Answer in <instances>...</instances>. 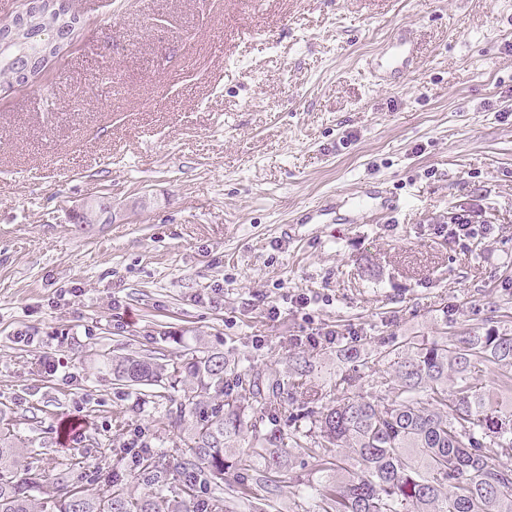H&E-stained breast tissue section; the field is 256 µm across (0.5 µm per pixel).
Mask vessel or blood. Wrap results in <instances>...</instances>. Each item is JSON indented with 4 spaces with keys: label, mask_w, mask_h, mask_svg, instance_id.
Wrapping results in <instances>:
<instances>
[{
    "label": "vessel or blood",
    "mask_w": 512,
    "mask_h": 512,
    "mask_svg": "<svg viewBox=\"0 0 512 512\" xmlns=\"http://www.w3.org/2000/svg\"><path fill=\"white\" fill-rule=\"evenodd\" d=\"M410 29L399 31L395 40L380 61L372 65L371 74L377 83L388 82L393 75L399 74L409 62L408 45ZM344 212H337L334 203L321 201L308 206L300 215L299 220L304 224H333L344 222L356 224L361 214L371 211L380 215H388L398 208V202L391 197L383 185L376 184L360 190L359 193L344 199Z\"/></svg>",
    "instance_id": "vessel-or-blood-1"
}]
</instances>
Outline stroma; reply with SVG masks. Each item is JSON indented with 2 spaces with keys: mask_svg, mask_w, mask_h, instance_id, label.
<instances>
[{
  "mask_svg": "<svg viewBox=\"0 0 512 512\" xmlns=\"http://www.w3.org/2000/svg\"><path fill=\"white\" fill-rule=\"evenodd\" d=\"M69 3L62 55L0 83V415L46 495L62 469L90 491L129 479L137 431L156 453L181 436L113 356L303 351L324 387L352 337L380 350L512 311V0ZM405 25L414 66L376 84L367 63ZM377 181L390 222L298 223ZM99 197L111 222L73 224ZM462 212L492 235L442 234Z\"/></svg>",
  "mask_w": 512,
  "mask_h": 512,
  "instance_id": "1",
  "label": "stroma"
}]
</instances>
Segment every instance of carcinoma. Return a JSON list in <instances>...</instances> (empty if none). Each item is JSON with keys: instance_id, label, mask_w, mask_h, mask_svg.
<instances>
[{"instance_id": "1", "label": "carcinoma", "mask_w": 512, "mask_h": 512, "mask_svg": "<svg viewBox=\"0 0 512 512\" xmlns=\"http://www.w3.org/2000/svg\"><path fill=\"white\" fill-rule=\"evenodd\" d=\"M41 47L34 34L22 47L0 49V79L18 82L20 65L41 56ZM340 359L346 369L326 392L307 385L313 364L303 352L289 358L285 372L231 363L221 353L172 363L115 357V379L179 389L162 399L183 439L138 460L155 491L137 495L117 477L93 493L72 485L43 497L42 475L21 468L23 446L0 427V512H233L239 501L248 512H270L284 468L302 456L316 460L322 477L317 484L297 478L303 491L293 512H512V408L480 378L481 366L495 364L499 388L512 391V328L411 336L376 352L349 345ZM369 363L384 370L365 394L361 368ZM229 379L235 395L215 402ZM286 396L298 406L284 431L271 420ZM232 470L266 495L255 497L240 483L223 496ZM200 483L217 493L198 497Z\"/></svg>"}]
</instances>
